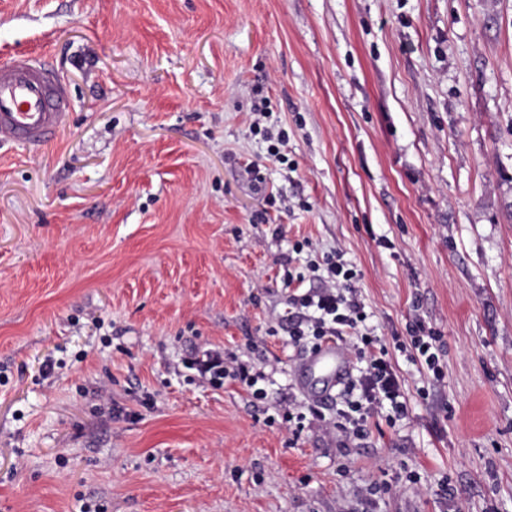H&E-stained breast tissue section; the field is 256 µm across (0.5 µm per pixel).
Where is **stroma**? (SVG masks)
Returning a JSON list of instances; mask_svg holds the SVG:
<instances>
[{"label":"stroma","instance_id":"obj_1","mask_svg":"<svg viewBox=\"0 0 512 512\" xmlns=\"http://www.w3.org/2000/svg\"><path fill=\"white\" fill-rule=\"evenodd\" d=\"M30 53L70 107L0 144V512H512V0H0V62ZM302 243L406 380L363 440L283 417L322 405ZM408 343L414 350L410 355V360L419 363L421 367L432 372L433 379L436 382L444 381L445 375L441 366L442 355V336L439 331L433 328H425L421 324L409 325ZM201 374H209L211 379H221L231 377L237 380L247 391H251L252 395L259 400L268 397V389L265 376L262 373L253 372L250 367L242 362L224 361L223 352L213 351L207 352L203 358L197 362L196 368ZM259 382L263 386H258Z\"/></svg>","mask_w":512,"mask_h":512}]
</instances>
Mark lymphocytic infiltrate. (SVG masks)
Instances as JSON below:
<instances>
[{"label":"lymphocytic infiltrate","mask_w":512,"mask_h":512,"mask_svg":"<svg viewBox=\"0 0 512 512\" xmlns=\"http://www.w3.org/2000/svg\"><path fill=\"white\" fill-rule=\"evenodd\" d=\"M307 269L321 280L318 288H294L288 297L289 337L296 343L319 346L325 341H357L358 375L348 384L346 400L336 410V425L353 440L365 438L375 417H384L389 425L408 415L405 383L388 357L386 345L378 336L367 332L368 315L354 286L357 272L351 263L334 255L322 262L308 264ZM411 359L431 372L435 381H443L441 366L442 336L439 331L420 324L409 326ZM201 374L237 380L256 399L267 398L263 374L253 372L242 362L225 361L222 352L206 353L198 361Z\"/></svg>","instance_id":"obj_1"}]
</instances>
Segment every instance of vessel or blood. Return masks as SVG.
Here are the masks:
<instances>
[{
  "mask_svg": "<svg viewBox=\"0 0 512 512\" xmlns=\"http://www.w3.org/2000/svg\"><path fill=\"white\" fill-rule=\"evenodd\" d=\"M69 108L64 80L22 54L0 65V141L40 145L52 140ZM304 367L325 390L342 385L349 361L332 342L314 349Z\"/></svg>",
  "mask_w": 512,
  "mask_h": 512,
  "instance_id": "vessel-or-blood-1",
  "label": "vessel or blood"
}]
</instances>
